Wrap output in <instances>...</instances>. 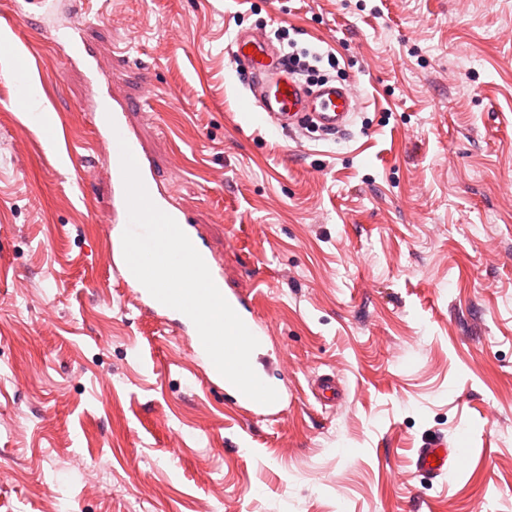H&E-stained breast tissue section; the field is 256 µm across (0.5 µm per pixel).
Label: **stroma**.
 <instances>
[{"mask_svg": "<svg viewBox=\"0 0 512 512\" xmlns=\"http://www.w3.org/2000/svg\"><path fill=\"white\" fill-rule=\"evenodd\" d=\"M241 28L335 53L348 131L254 122ZM4 35L56 122L0 57V512H512V0H55ZM116 94L268 330L276 415L117 285ZM435 436L463 468L416 472ZM15 70L21 81V94L17 101V108L36 126L49 128L52 126L53 112L44 106L43 101L37 96L32 85L24 79V65L16 60Z\"/></svg>", "mask_w": 512, "mask_h": 512, "instance_id": "35a3bbf8", "label": "stroma"}]
</instances>
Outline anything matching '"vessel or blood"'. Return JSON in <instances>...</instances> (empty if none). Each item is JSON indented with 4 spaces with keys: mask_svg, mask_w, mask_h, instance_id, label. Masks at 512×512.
Returning a JSON list of instances; mask_svg holds the SVG:
<instances>
[{
    "mask_svg": "<svg viewBox=\"0 0 512 512\" xmlns=\"http://www.w3.org/2000/svg\"><path fill=\"white\" fill-rule=\"evenodd\" d=\"M232 42L231 60L234 66L247 70L250 75L248 98L254 107L253 117L257 122L281 127L313 120L324 133L332 135L344 131L351 124L357 102L345 85L327 81L317 84L316 88H309L289 71L284 54L272 42L255 39L248 30H238ZM128 112L122 100L113 99L111 116L114 124L104 129V141L116 187L124 185L120 146L125 143L135 157L153 203L171 216L189 239H196L194 227L182 210L169 198L158 195L153 160L130 124ZM106 248L109 257L120 260L116 268L120 287L131 289L136 301L150 312L163 317L173 314L171 308L154 299L127 264L122 263L121 236H108ZM225 298L257 339L265 340L266 329L256 319L251 305L234 292L226 293ZM466 454V449L449 447L444 439L436 438L418 448L415 468L431 477H441L457 468Z\"/></svg>",
    "mask_w": 512,
    "mask_h": 512,
    "instance_id": "vessel-or-blood-1",
    "label": "vessel or blood"
}]
</instances>
